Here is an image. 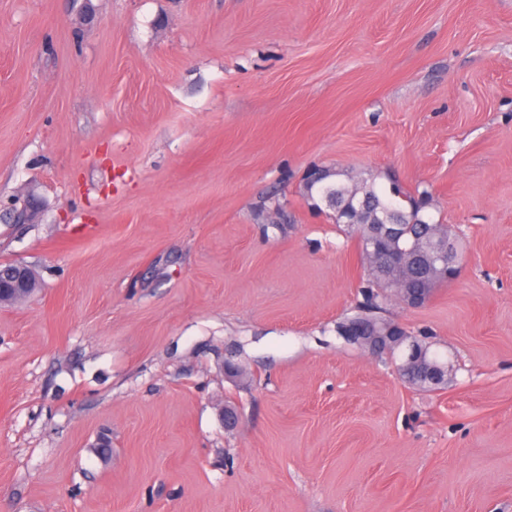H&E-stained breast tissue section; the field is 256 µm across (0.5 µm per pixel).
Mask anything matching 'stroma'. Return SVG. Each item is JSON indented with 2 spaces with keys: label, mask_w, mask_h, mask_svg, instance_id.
I'll return each mask as SVG.
<instances>
[{
  "label": "stroma",
  "mask_w": 512,
  "mask_h": 512,
  "mask_svg": "<svg viewBox=\"0 0 512 512\" xmlns=\"http://www.w3.org/2000/svg\"><path fill=\"white\" fill-rule=\"evenodd\" d=\"M315 168L459 236L383 310L442 388L338 333L368 271ZM13 261L0 512H512V0H0ZM457 251L452 242L448 240V246H445L443 251H437L430 254L428 257L416 251H409L408 264L411 265L414 275L422 283H426V277L430 269L438 264L441 265L445 278H451L458 273L459 267H456L454 256ZM450 268L452 271H450ZM30 280L31 269L26 264L14 262L9 269L0 270V302L5 296L23 293V289L29 287Z\"/></svg>",
  "instance_id": "35a3bbf8"
}]
</instances>
